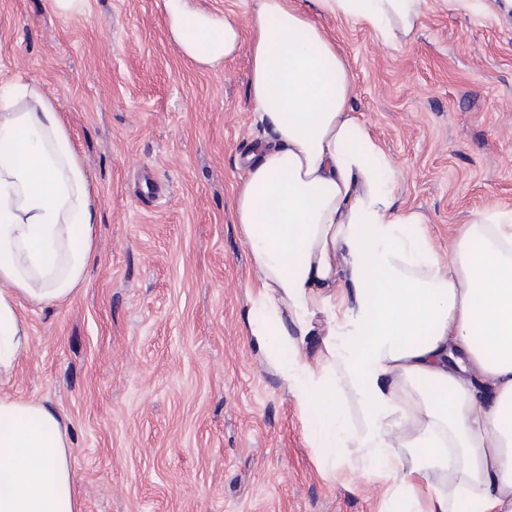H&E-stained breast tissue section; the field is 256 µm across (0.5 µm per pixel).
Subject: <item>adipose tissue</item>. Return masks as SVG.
I'll return each instance as SVG.
<instances>
[{"instance_id": "adipose-tissue-1", "label": "adipose tissue", "mask_w": 512, "mask_h": 512, "mask_svg": "<svg viewBox=\"0 0 512 512\" xmlns=\"http://www.w3.org/2000/svg\"><path fill=\"white\" fill-rule=\"evenodd\" d=\"M408 40L421 0H316ZM170 39L214 67L249 56L254 117L231 218L252 256L246 329L315 427L328 475L374 460L400 512H512V208L488 207L440 254L399 172L351 106L335 42L291 0H256L250 37L192 0H163ZM97 192L55 102L0 88V376L29 346L22 304L81 288ZM319 337L316 356L303 350ZM0 512H80L58 413L0 397Z\"/></svg>"}]
</instances>
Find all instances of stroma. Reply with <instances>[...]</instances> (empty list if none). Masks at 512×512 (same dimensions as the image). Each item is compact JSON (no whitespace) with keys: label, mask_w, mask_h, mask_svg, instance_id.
Wrapping results in <instances>:
<instances>
[{"label":"stroma","mask_w":512,"mask_h":512,"mask_svg":"<svg viewBox=\"0 0 512 512\" xmlns=\"http://www.w3.org/2000/svg\"><path fill=\"white\" fill-rule=\"evenodd\" d=\"M422 0L413 42L294 0L337 43L353 106L399 173V205L447 252L472 211L512 207V13ZM248 56L181 55L162 0H0V85L53 96L99 196L88 277L24 305L29 349L0 397L68 427L81 512H395L363 469L328 477L278 374L246 334L248 246L231 222L267 135Z\"/></svg>","instance_id":"obj_1"}]
</instances>
